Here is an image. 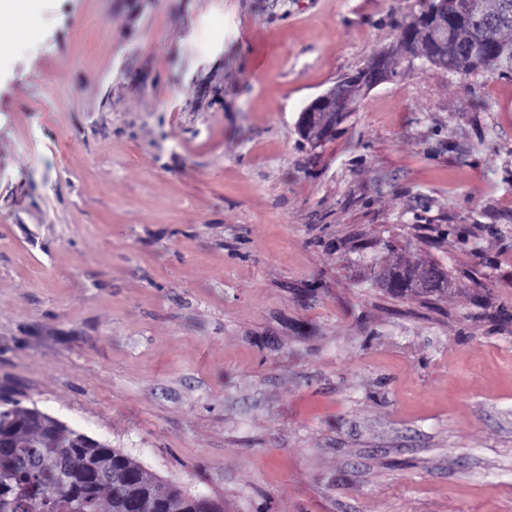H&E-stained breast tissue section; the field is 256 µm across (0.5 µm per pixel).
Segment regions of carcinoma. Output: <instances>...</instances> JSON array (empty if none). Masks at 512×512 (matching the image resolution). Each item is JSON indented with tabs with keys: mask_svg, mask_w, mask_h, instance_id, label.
Masks as SVG:
<instances>
[{
	"mask_svg": "<svg viewBox=\"0 0 512 512\" xmlns=\"http://www.w3.org/2000/svg\"><path fill=\"white\" fill-rule=\"evenodd\" d=\"M395 57L418 53L450 74L512 75V0H419V9L399 24ZM380 52L356 74L351 86L368 80L383 61ZM432 274L425 297L448 292V275L435 264L394 266L393 276L415 293L420 271ZM63 481L67 492L45 498L39 490ZM0 512H222L208 498L149 475L130 454L70 429L15 399L0 401Z\"/></svg>",
	"mask_w": 512,
	"mask_h": 512,
	"instance_id": "cac0c4a2",
	"label": "carcinoma"
}]
</instances>
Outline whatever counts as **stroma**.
Wrapping results in <instances>:
<instances>
[{"instance_id": "obj_1", "label": "stroma", "mask_w": 512, "mask_h": 512, "mask_svg": "<svg viewBox=\"0 0 512 512\" xmlns=\"http://www.w3.org/2000/svg\"><path fill=\"white\" fill-rule=\"evenodd\" d=\"M416 5L1 15L0 392L223 512H512V77L295 127ZM427 269L431 274L430 286L428 291L425 293H417L416 278L420 271ZM392 276H399L408 282L410 293L422 295L424 297L440 296L448 292V275L439 266L435 264H406L394 266L384 271V274L380 276V283L382 288L388 289V281Z\"/></svg>"}]
</instances>
